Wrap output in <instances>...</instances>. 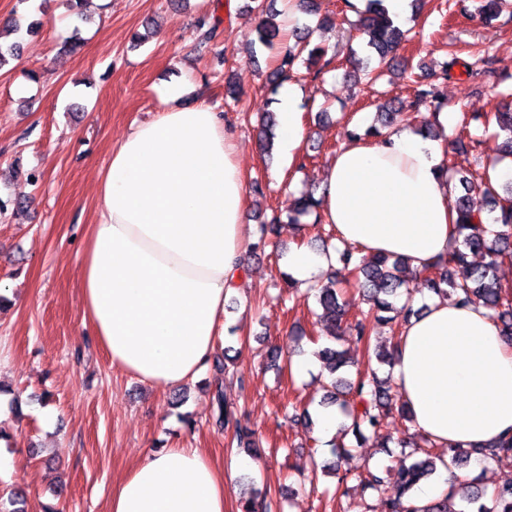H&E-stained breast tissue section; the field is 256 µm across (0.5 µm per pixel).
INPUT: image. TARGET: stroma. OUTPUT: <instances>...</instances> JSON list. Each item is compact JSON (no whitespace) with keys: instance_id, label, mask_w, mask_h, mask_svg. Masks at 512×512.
<instances>
[{"instance_id":"35a3bbf8","label":"stroma","mask_w":512,"mask_h":512,"mask_svg":"<svg viewBox=\"0 0 512 512\" xmlns=\"http://www.w3.org/2000/svg\"><path fill=\"white\" fill-rule=\"evenodd\" d=\"M320 2L336 23L314 34L330 48L331 70L315 77L302 68L293 82L300 100L331 106L324 116L307 108L301 113V150L309 158L300 170L282 152L267 158L260 151L257 121L271 97L266 76L274 54L254 44L252 0H88L84 20L68 11L65 0H0V24L14 17L24 24L34 16L46 21L40 35H20V59L0 70V198L21 209L0 215V286L10 291L0 298V384L22 406L21 416H0L18 450L12 470L0 473V512H105L124 474L159 448H200L226 468L242 453L215 424L218 390L245 410L266 440L247 477L277 501L273 512H359L362 500L371 512H382L379 498L359 488L339 501L333 479L321 476L308 485L313 463L331 461V448L306 440L283 413L291 402L301 410L318 407L329 379L312 372L300 380L292 367L279 372L268 366L270 350L303 357L316 334L310 303L278 286L288 248L299 239L318 248L326 237L323 225L310 223L296 236L286 220L293 194L322 182L343 143L342 126L376 112L381 91L402 98L411 92L407 77L392 74L387 60L381 87L357 84L349 57L363 58L367 51L348 37L342 0ZM437 2L426 0L402 21L407 39L398 59L437 75L449 51H456L461 64L443 86L454 123L467 112L512 107V0L489 25L480 22L476 0H450L443 14ZM203 15L226 24L218 47L199 55L196 21ZM144 29L148 41L132 47V34ZM76 30L84 39L81 49L61 52ZM478 47L489 49L495 72L472 80L462 64ZM176 77L185 83L181 103L202 98L221 113L247 181L270 184L261 207L245 205L249 236L258 232L257 211L281 218L274 245L246 253L243 286L225 304L230 332L224 344L243 381L215 387V367L225 356L216 353L213 367L188 387L179 407L175 392L112 367L84 324L80 302L83 247L99 208L98 177L132 123L164 109ZM229 78L239 100L225 96ZM20 167L36 171L38 182L17 177ZM288 474L293 493L285 496Z\"/></svg>"}]
</instances>
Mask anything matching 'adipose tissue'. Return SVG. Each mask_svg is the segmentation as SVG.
Masks as SVG:
<instances>
[{
    "mask_svg": "<svg viewBox=\"0 0 512 512\" xmlns=\"http://www.w3.org/2000/svg\"><path fill=\"white\" fill-rule=\"evenodd\" d=\"M281 143L303 139L291 83L280 89ZM447 144L397 127L337 151L322 220L334 245L294 250L288 271L308 287L337 245L404 258L422 271L448 257L457 213L441 167ZM236 145L205 101L132 124L98 186L80 279L85 318L113 366L160 389L194 380L225 333L224 304L244 275L246 180ZM396 348L393 381L415 427L435 442L484 448L512 433V344L489 311L433 296ZM247 459L217 470L200 448H161L120 480L107 512H224Z\"/></svg>",
    "mask_w": 512,
    "mask_h": 512,
    "instance_id": "ef3b65f1",
    "label": "adipose tissue"
}]
</instances>
